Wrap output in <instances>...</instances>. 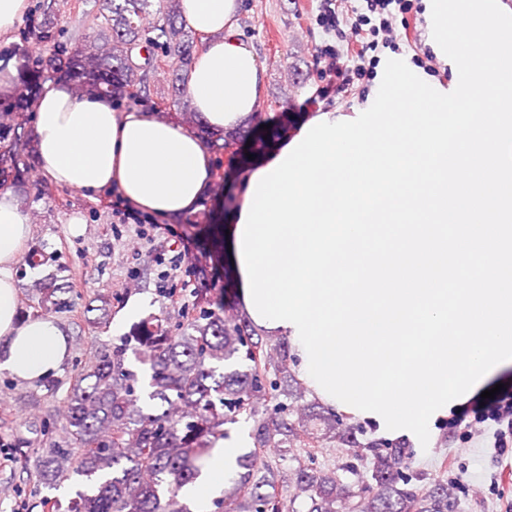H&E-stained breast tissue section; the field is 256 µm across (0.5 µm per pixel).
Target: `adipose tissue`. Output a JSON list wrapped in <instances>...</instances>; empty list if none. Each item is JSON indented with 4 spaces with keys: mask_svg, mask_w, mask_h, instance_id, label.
I'll list each match as a JSON object with an SVG mask.
<instances>
[{
    "mask_svg": "<svg viewBox=\"0 0 512 512\" xmlns=\"http://www.w3.org/2000/svg\"><path fill=\"white\" fill-rule=\"evenodd\" d=\"M242 0H180L183 20L205 44L187 72L194 110L211 130L232 131L255 114L265 68L237 29ZM39 166L55 186L82 193L117 191L139 210L169 217L197 209L210 182L211 159L199 137L168 119L136 109L117 110L111 97L75 95L63 82H46L33 105ZM32 226L10 189L0 190V372L25 385L56 376L69 357L64 327L47 317H22L18 266ZM246 440H218L198 478L182 489L193 512H211L237 468Z\"/></svg>",
    "mask_w": 512,
    "mask_h": 512,
    "instance_id": "obj_1",
    "label": "adipose tissue"
}]
</instances>
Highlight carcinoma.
<instances>
[{"instance_id": "obj_1", "label": "carcinoma", "mask_w": 512, "mask_h": 512, "mask_svg": "<svg viewBox=\"0 0 512 512\" xmlns=\"http://www.w3.org/2000/svg\"><path fill=\"white\" fill-rule=\"evenodd\" d=\"M83 11L86 28L69 38L67 53L39 59L27 80L45 71L64 74L75 89L105 95L150 93L161 66L190 61V38L178 22V0H96ZM38 38L56 41V0H40ZM29 143L16 132L7 155L18 162ZM39 308H59L57 294L73 291L52 273L35 281ZM173 314L151 316L112 345L93 347L78 367L61 408L32 422L49 446L34 470L38 487L57 490L81 478L67 512H191L181 489L199 474L215 442L230 438L228 424L251 423L254 450L236 457L238 478L213 500L217 512H448V483L424 475L422 485L399 470L403 447L384 452L359 424H348L318 401L289 366L288 344H269L243 317L226 320L198 302L163 294ZM139 365L127 366L129 358ZM148 378V400L161 412L144 411L139 375ZM301 401L300 412L294 403ZM64 443L53 440L58 429ZM360 448V464L284 469L257 454L299 448L310 461L327 448ZM349 473L348 480L342 474Z\"/></svg>"}]
</instances>
